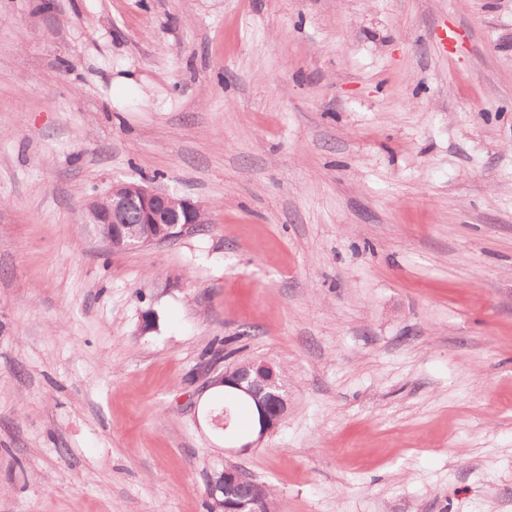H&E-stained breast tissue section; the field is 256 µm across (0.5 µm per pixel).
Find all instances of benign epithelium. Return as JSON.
<instances>
[{
    "mask_svg": "<svg viewBox=\"0 0 512 512\" xmlns=\"http://www.w3.org/2000/svg\"><path fill=\"white\" fill-rule=\"evenodd\" d=\"M205 210L187 196L170 194L156 187L116 183L88 202L84 223L98 236L121 250H133L171 240L191 232L203 223ZM242 392L256 401L257 423L254 439L233 442L230 452L243 455L271 435L285 418L287 401L278 394L275 368L265 360H253L247 367L227 368L210 380ZM209 512H264L263 501L246 487L242 470L231 463L210 474L207 484Z\"/></svg>",
    "mask_w": 512,
    "mask_h": 512,
    "instance_id": "1",
    "label": "benign epithelium"
}]
</instances>
